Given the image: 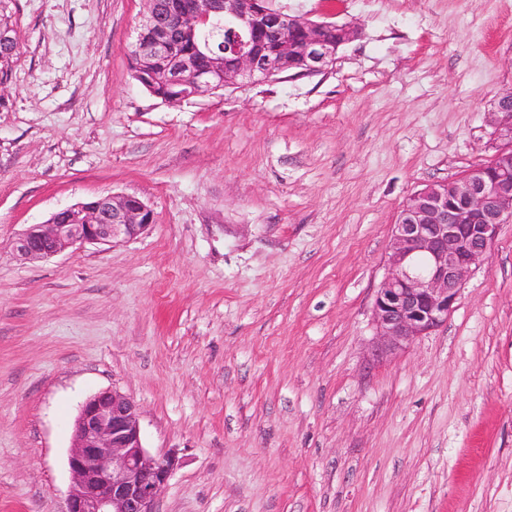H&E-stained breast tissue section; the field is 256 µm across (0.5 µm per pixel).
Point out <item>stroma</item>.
Returning <instances> with one entry per match:
<instances>
[{"mask_svg": "<svg viewBox=\"0 0 512 512\" xmlns=\"http://www.w3.org/2000/svg\"><path fill=\"white\" fill-rule=\"evenodd\" d=\"M360 36L327 71L169 104L146 0H10L0 90V512H63L83 403L136 402L179 465L156 512H512V222L393 355L373 303L405 199L487 162L512 0H272ZM154 223L26 259L104 194Z\"/></svg>", "mask_w": 512, "mask_h": 512, "instance_id": "35a3bbf8", "label": "stroma"}]
</instances>
